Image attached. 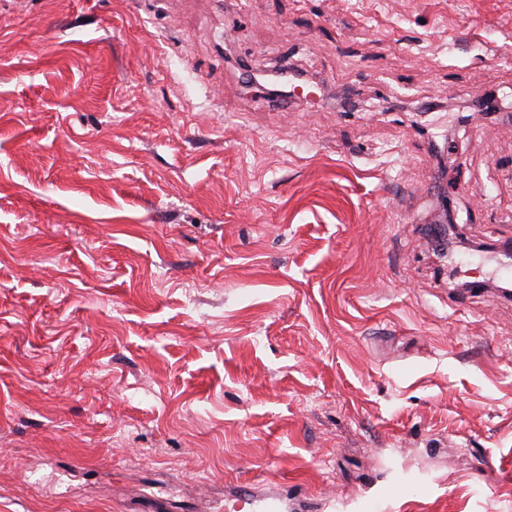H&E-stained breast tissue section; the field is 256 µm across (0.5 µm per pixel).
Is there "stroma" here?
I'll return each instance as SVG.
<instances>
[{
    "label": "stroma",
    "instance_id": "obj_1",
    "mask_svg": "<svg viewBox=\"0 0 512 512\" xmlns=\"http://www.w3.org/2000/svg\"><path fill=\"white\" fill-rule=\"evenodd\" d=\"M505 242L512 0H0V512H512Z\"/></svg>",
    "mask_w": 512,
    "mask_h": 512
}]
</instances>
